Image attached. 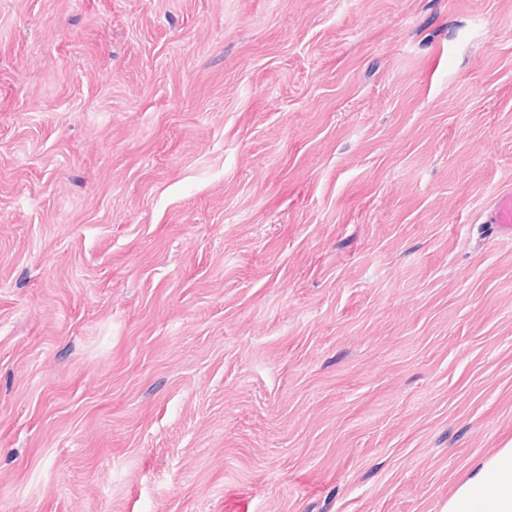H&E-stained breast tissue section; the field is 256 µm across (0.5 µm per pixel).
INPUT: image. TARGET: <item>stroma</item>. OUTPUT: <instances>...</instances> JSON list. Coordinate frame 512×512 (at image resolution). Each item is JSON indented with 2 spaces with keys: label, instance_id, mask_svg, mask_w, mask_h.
Returning <instances> with one entry per match:
<instances>
[{
  "label": "stroma",
  "instance_id": "stroma-1",
  "mask_svg": "<svg viewBox=\"0 0 512 512\" xmlns=\"http://www.w3.org/2000/svg\"><path fill=\"white\" fill-rule=\"evenodd\" d=\"M509 187L512 0H0V512H444Z\"/></svg>",
  "mask_w": 512,
  "mask_h": 512
}]
</instances>
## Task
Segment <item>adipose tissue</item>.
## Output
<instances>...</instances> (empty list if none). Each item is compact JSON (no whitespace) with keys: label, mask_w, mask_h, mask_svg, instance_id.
Here are the masks:
<instances>
[{"label":"adipose tissue","mask_w":512,"mask_h":512,"mask_svg":"<svg viewBox=\"0 0 512 512\" xmlns=\"http://www.w3.org/2000/svg\"><path fill=\"white\" fill-rule=\"evenodd\" d=\"M446 512H512V444L470 473L449 497Z\"/></svg>","instance_id":"adipose-tissue-1"}]
</instances>
